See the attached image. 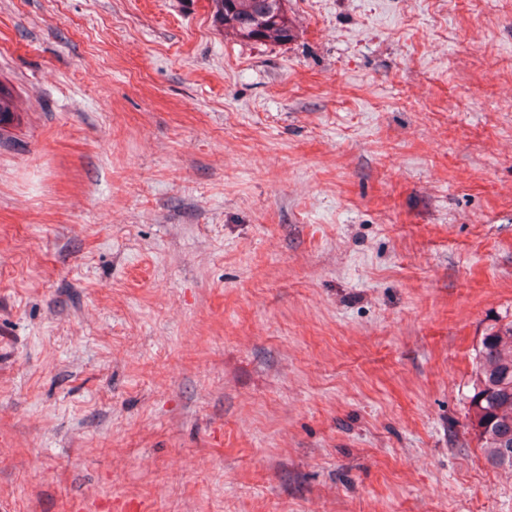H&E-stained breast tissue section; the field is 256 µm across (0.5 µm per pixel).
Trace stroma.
I'll use <instances>...</instances> for the list:
<instances>
[{
    "mask_svg": "<svg viewBox=\"0 0 512 512\" xmlns=\"http://www.w3.org/2000/svg\"><path fill=\"white\" fill-rule=\"evenodd\" d=\"M0 0L10 512H512V0ZM286 0H211L215 23L225 37L242 41L285 43L294 26ZM475 360L471 424L487 461L512 470V322L482 336Z\"/></svg>",
    "mask_w": 512,
    "mask_h": 512,
    "instance_id": "1",
    "label": "stroma"
}]
</instances>
